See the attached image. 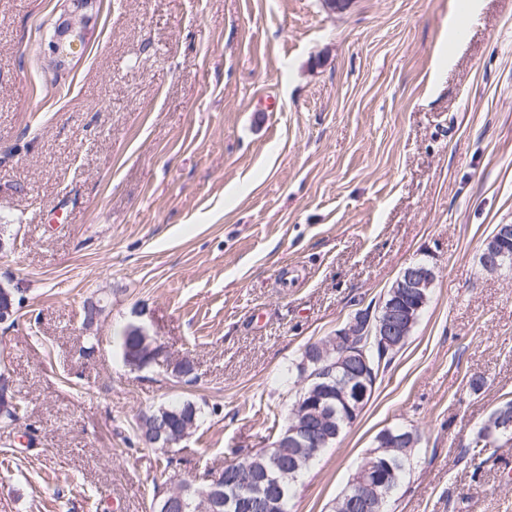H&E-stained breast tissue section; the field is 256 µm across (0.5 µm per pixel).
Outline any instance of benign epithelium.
<instances>
[{"label":"benign epithelium","mask_w":512,"mask_h":512,"mask_svg":"<svg viewBox=\"0 0 512 512\" xmlns=\"http://www.w3.org/2000/svg\"><path fill=\"white\" fill-rule=\"evenodd\" d=\"M85 40L86 32L81 25L63 22L50 40L48 50L56 58H67L74 54L77 47L84 45ZM511 241L512 224L499 225L484 252L483 271L496 273L504 268L505 262L512 258V251L507 249ZM433 276L434 271L428 266H408L399 276L393 296L380 302L376 316L361 311L356 313L343 328L336 331V335L329 337L328 342L320 346L316 352L318 360L327 356L334 359L333 367L339 371L336 391L340 397H346L352 385L360 384V366L367 363V358L357 353L355 341L362 331L375 335L376 341L383 347L392 345L397 337L407 338L415 318L425 304L417 295V289ZM292 412L305 416L304 432L316 435V445H324L335 437L334 433L322 429L325 418L321 402L299 401ZM485 430L491 441L502 431H512V412L507 409L498 412L485 423ZM406 443L405 436H396L389 431L383 433L381 448L367 456L361 468L362 476L348 497L351 512H378L380 489L389 483L395 465L405 452Z\"/></svg>","instance_id":"7a95c632"}]
</instances>
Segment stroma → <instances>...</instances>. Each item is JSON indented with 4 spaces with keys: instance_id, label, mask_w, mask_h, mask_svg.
Wrapping results in <instances>:
<instances>
[{
    "instance_id": "obj_1",
    "label": "stroma",
    "mask_w": 512,
    "mask_h": 512,
    "mask_svg": "<svg viewBox=\"0 0 512 512\" xmlns=\"http://www.w3.org/2000/svg\"><path fill=\"white\" fill-rule=\"evenodd\" d=\"M67 10L89 41L60 65ZM498 224L512 0H0V283L23 287L0 326L23 404L0 430V512H150L178 479L268 447L306 344L419 261L435 279L408 339L290 508L333 512L400 425L421 443L388 512H512V445L478 469L465 452L512 399V268L479 265ZM130 325L197 381L127 366ZM183 400L201 409L189 438L139 443L140 414Z\"/></svg>"
}]
</instances>
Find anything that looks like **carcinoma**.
I'll use <instances>...</instances> for the list:
<instances>
[{
  "instance_id": "carcinoma-1",
  "label": "carcinoma",
  "mask_w": 512,
  "mask_h": 512,
  "mask_svg": "<svg viewBox=\"0 0 512 512\" xmlns=\"http://www.w3.org/2000/svg\"><path fill=\"white\" fill-rule=\"evenodd\" d=\"M152 338H146L135 327H128L123 334L122 355L125 364L142 369L158 368L168 371L176 378H184L194 371L193 363L187 359L171 360L167 356L148 352ZM373 373L388 366L396 355L394 350H383L373 344V338L365 335L358 339ZM325 383L330 385V396L324 400L326 417L330 426H345L346 407L336 398V375ZM21 410L15 392L0 395V427L8 429L18 420L16 412ZM201 410L194 403L160 404L141 414L136 424V436L143 444L155 446V434L163 429L170 435H180L197 427ZM493 445L484 428H479L467 452L472 460L480 459L486 448ZM322 452L315 446L295 445L282 448L278 441L269 447L230 463L214 480L201 484L181 481L182 496H155L151 501L152 512L181 508L183 512H244L243 500H251L250 512H290L291 483L309 467L311 461Z\"/></svg>"
}]
</instances>
